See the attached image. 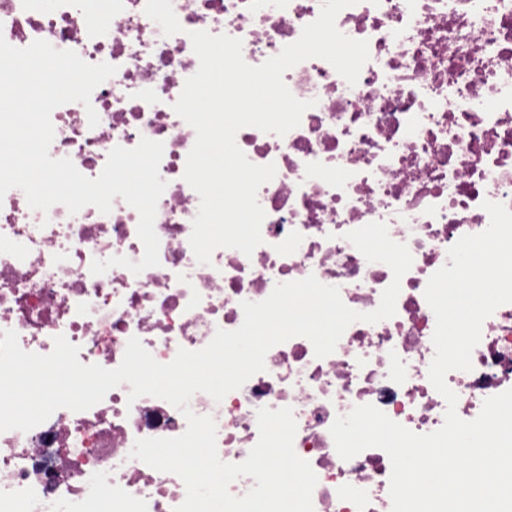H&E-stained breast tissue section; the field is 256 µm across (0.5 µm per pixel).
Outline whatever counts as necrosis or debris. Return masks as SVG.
Masks as SVG:
<instances>
[{
    "label": "necrosis or debris",
    "instance_id": "1",
    "mask_svg": "<svg viewBox=\"0 0 512 512\" xmlns=\"http://www.w3.org/2000/svg\"><path fill=\"white\" fill-rule=\"evenodd\" d=\"M145 5L111 0L101 15L94 0H0V35L10 45L44 40L117 68L91 96L97 126L90 106L53 111L51 157L94 178L114 147L146 137L164 144L167 183L154 223L159 264L137 275L90 271L96 259L143 255L139 214L122 198L106 215L61 204L44 213L9 190L0 200V331L14 330L23 350L42 355L65 336L82 363L113 369L130 338L169 363L179 349H202L217 330L239 328L241 301H263L277 284L310 275L339 287L350 309L371 312L392 271L345 235L383 222L413 256L392 318L351 324L323 358L309 339L291 338L222 401L198 392L189 406L214 419L226 463L244 461L257 443L258 409L292 408L294 450L318 479L314 512H391L388 454L371 447L343 460L330 428L362 404L418 434L443 424L447 404L428 377L435 316L424 290L460 237L488 227L483 201L512 209V0H359L342 10L339 31L369 47L357 83L320 58L284 74L292 95L313 103L299 126L236 136L249 161L276 166L257 194L263 242L249 257L216 249L207 265L189 243L200 198L183 179L196 132L173 109L199 68L189 34L241 39L244 61L258 66L299 39L322 0H172L183 31L169 37ZM472 363L446 377L465 420L512 389V304L484 321ZM130 390L124 383L90 409L61 408L28 432L0 433V512H99L105 496L112 512H174L186 498L183 481L130 452L141 438L182 435L186 419L158 398L129 401Z\"/></svg>",
    "mask_w": 512,
    "mask_h": 512
}]
</instances>
